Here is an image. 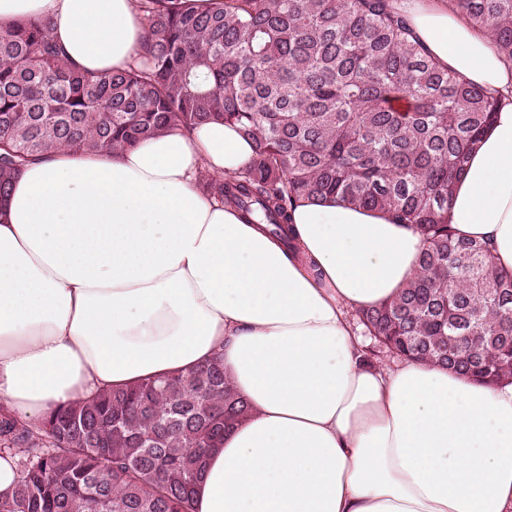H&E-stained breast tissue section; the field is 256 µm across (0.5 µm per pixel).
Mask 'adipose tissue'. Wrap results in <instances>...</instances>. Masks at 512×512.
Returning <instances> with one entry per match:
<instances>
[{
	"label": "adipose tissue",
	"instance_id": "adipose-tissue-1",
	"mask_svg": "<svg viewBox=\"0 0 512 512\" xmlns=\"http://www.w3.org/2000/svg\"><path fill=\"white\" fill-rule=\"evenodd\" d=\"M390 4L441 67L501 95L448 219L512 271V63L444 0ZM22 19L80 70L127 69L144 40L137 0H0V27ZM253 157L215 122L29 165L0 206V403L37 421L219 354L251 411L195 512H512V384L363 359L350 315L415 277L418 232L303 198L289 249L200 185Z\"/></svg>",
	"mask_w": 512,
	"mask_h": 512
}]
</instances>
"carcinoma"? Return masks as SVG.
Segmentation results:
<instances>
[{"mask_svg":"<svg viewBox=\"0 0 512 512\" xmlns=\"http://www.w3.org/2000/svg\"><path fill=\"white\" fill-rule=\"evenodd\" d=\"M512 62V0H447ZM143 52L128 69L67 64L49 22L0 29V197L63 148L117 151L175 126L223 121L254 143L248 169L205 187L294 247L289 211L334 198L423 238L417 275L360 322L404 360L490 384L512 378V273L448 224L453 185L500 103L429 60L388 0H137ZM493 292L495 299H487ZM480 328L474 354L456 339ZM248 412L213 357L52 410L0 405V458L19 477L0 512H192L224 429Z\"/></svg>","mask_w":512,"mask_h":512,"instance_id":"obj_1","label":"carcinoma"}]
</instances>
